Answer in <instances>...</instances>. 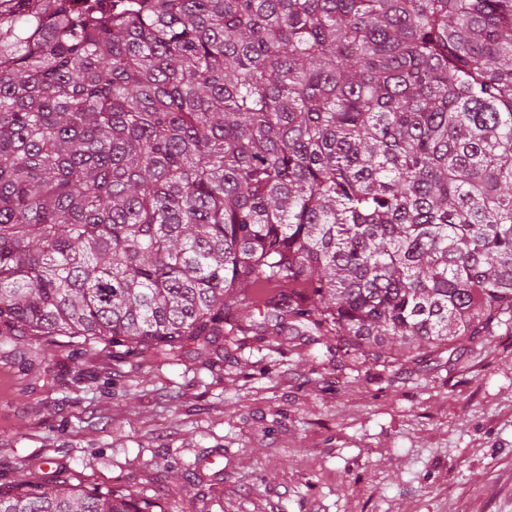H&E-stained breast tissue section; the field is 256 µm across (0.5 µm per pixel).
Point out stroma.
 <instances>
[{"label":"stroma","mask_w":512,"mask_h":512,"mask_svg":"<svg viewBox=\"0 0 512 512\" xmlns=\"http://www.w3.org/2000/svg\"><path fill=\"white\" fill-rule=\"evenodd\" d=\"M218 344L0 341V485L60 476L156 512H512V335L425 368L273 326Z\"/></svg>","instance_id":"obj_1"}]
</instances>
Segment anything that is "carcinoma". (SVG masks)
I'll return each instance as SVG.
<instances>
[{"instance_id": "cac0c4a2", "label": "carcinoma", "mask_w": 512, "mask_h": 512, "mask_svg": "<svg viewBox=\"0 0 512 512\" xmlns=\"http://www.w3.org/2000/svg\"><path fill=\"white\" fill-rule=\"evenodd\" d=\"M250 285L400 366L512 331V0H0V336L206 350Z\"/></svg>"}]
</instances>
